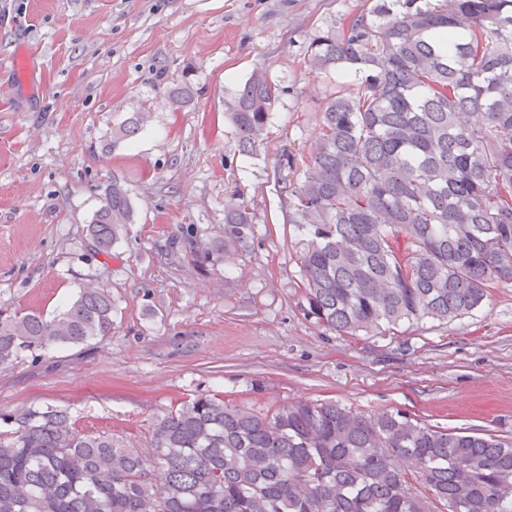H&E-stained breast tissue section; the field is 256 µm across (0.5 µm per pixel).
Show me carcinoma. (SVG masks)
<instances>
[{
	"label": "carcinoma",
	"mask_w": 512,
	"mask_h": 512,
	"mask_svg": "<svg viewBox=\"0 0 512 512\" xmlns=\"http://www.w3.org/2000/svg\"><path fill=\"white\" fill-rule=\"evenodd\" d=\"M384 3L308 46L310 67L352 73L330 97L315 150L282 177L288 223L306 237L305 314L339 334L389 332L478 310L512 283V0ZM281 88L254 69L227 106L238 153L256 156ZM193 87H173L175 108ZM151 118L112 131L134 141ZM135 221L127 181H108L87 234L109 254ZM256 214L234 195L224 238L195 253L237 264ZM112 295L81 288L47 320L0 315V368L23 351L112 333ZM0 512H512V438L299 401L261 413L199 396L155 425L145 459L62 409L3 419Z\"/></svg>",
	"instance_id": "carcinoma-1"
}]
</instances>
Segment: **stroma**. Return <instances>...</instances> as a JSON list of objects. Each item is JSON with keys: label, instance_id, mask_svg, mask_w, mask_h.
I'll list each match as a JSON object with an SVG mask.
<instances>
[{"label": "stroma", "instance_id": "35a3bbf8", "mask_svg": "<svg viewBox=\"0 0 512 512\" xmlns=\"http://www.w3.org/2000/svg\"><path fill=\"white\" fill-rule=\"evenodd\" d=\"M379 0H0V54L30 53L27 83L0 67V314L53 318L80 287L109 288L112 333L23 353L0 368V416L67 410L80 429L147 449L184 401L223 394L265 411L306 399L512 435V284L473 314L341 336L304 315V243L288 222L283 151L309 155L336 76L311 70L317 37ZM265 66L284 92L260 153L239 155L225 112ZM190 84L193 100L168 101ZM138 139L113 143L130 113ZM136 221L110 254L86 233L112 175ZM240 192L256 236L232 274L185 246L224 235ZM151 118L150 112H133L112 131L114 142L134 141Z\"/></svg>", "mask_w": 512, "mask_h": 512}]
</instances>
